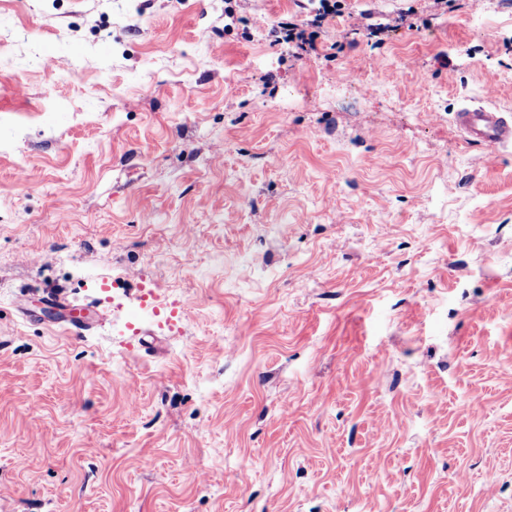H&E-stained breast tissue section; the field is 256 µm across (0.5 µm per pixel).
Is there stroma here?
I'll list each match as a JSON object with an SVG mask.
<instances>
[{"label": "stroma", "instance_id": "obj_1", "mask_svg": "<svg viewBox=\"0 0 512 512\" xmlns=\"http://www.w3.org/2000/svg\"><path fill=\"white\" fill-rule=\"evenodd\" d=\"M307 16L0 0V512H512V0ZM342 1L340 0H311L309 5L312 7L309 9V14L312 15V19H308L302 25H292L290 28L285 29L282 32V36L275 40L276 44H292L297 49L307 51L315 50V36L316 32H308L309 27L319 28L329 18H335L340 16L342 13ZM456 118L462 134L470 142L502 147L512 144V120L495 107H463L457 111Z\"/></svg>", "mask_w": 512, "mask_h": 512}]
</instances>
